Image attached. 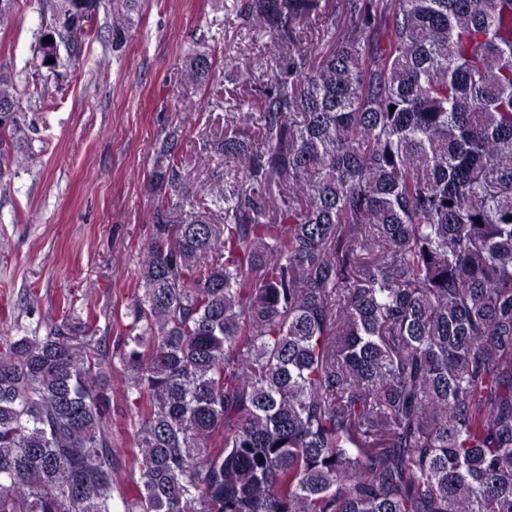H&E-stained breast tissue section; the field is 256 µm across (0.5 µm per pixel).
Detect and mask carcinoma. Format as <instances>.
I'll use <instances>...</instances> for the list:
<instances>
[{
	"label": "carcinoma",
	"instance_id": "1",
	"mask_svg": "<svg viewBox=\"0 0 512 512\" xmlns=\"http://www.w3.org/2000/svg\"><path fill=\"white\" fill-rule=\"evenodd\" d=\"M82 3L74 56L102 0L53 3ZM231 11L276 47L259 116L203 140L217 179L187 181L181 127L156 142L113 351L88 322L0 342V512H512V0ZM122 391L121 376L117 372L112 371V418L121 421L117 423V428H112V437L116 439L114 448H122L121 452L124 451V456L122 457L123 468L127 474H130L132 472L133 458L127 451V448H134L133 427L129 425L128 418L124 419L122 417L125 412Z\"/></svg>",
	"mask_w": 512,
	"mask_h": 512
}]
</instances>
